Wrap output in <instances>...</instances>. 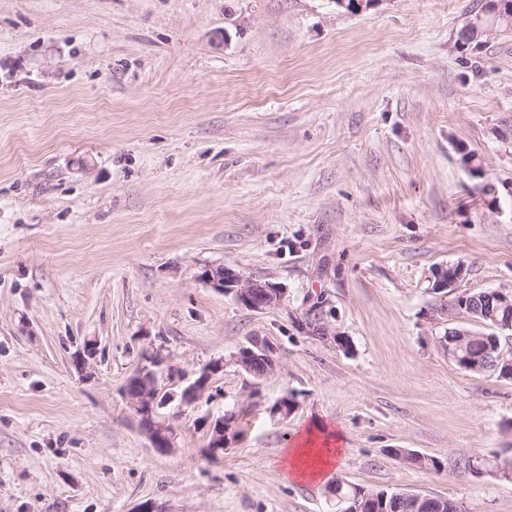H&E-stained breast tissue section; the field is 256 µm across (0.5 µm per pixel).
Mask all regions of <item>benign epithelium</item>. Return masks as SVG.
<instances>
[{
	"mask_svg": "<svg viewBox=\"0 0 512 512\" xmlns=\"http://www.w3.org/2000/svg\"><path fill=\"white\" fill-rule=\"evenodd\" d=\"M437 284L433 290L442 292L450 290L459 292L460 283L466 278V267L462 263L440 266L435 269ZM201 279L224 291L232 294L244 307L254 311H264L280 304L283 290L274 283L261 280H249L242 282L239 276L231 269L224 266L207 268L201 274ZM263 362L266 371L271 372L275 368V360L268 346L262 342H253L251 346L242 348L237 357L238 362L247 371H252L255 362ZM146 365L142 366L134 374L143 386L140 394L130 398V405L139 417L140 424L148 435L152 446L167 451L173 447V432L166 424L158 409L171 403L180 406L193 404L202 391L205 390L211 374L222 368L221 363H214L185 386L179 392H161L157 386V368L162 364V356L154 353L145 358ZM229 417L222 415L211 422L209 448L216 452L224 449L225 432L229 429Z\"/></svg>",
	"mask_w": 512,
	"mask_h": 512,
	"instance_id": "obj_1",
	"label": "benign epithelium"
}]
</instances>
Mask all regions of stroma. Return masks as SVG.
Wrapping results in <instances>:
<instances>
[{"label":"stroma","instance_id":"obj_1","mask_svg":"<svg viewBox=\"0 0 512 512\" xmlns=\"http://www.w3.org/2000/svg\"><path fill=\"white\" fill-rule=\"evenodd\" d=\"M470 4L0 0V512H336L337 480L512 512V381L449 360L477 324L432 289L512 293V35L461 47ZM152 352L165 390L223 364L166 452L126 394ZM310 435L336 466L283 477ZM201 279L227 294H233L244 307L254 311H264L280 304L283 290L274 283L249 280L245 283L231 269L224 266L207 268ZM250 345L251 347H244L239 351L236 361L250 373L256 361L265 363V373L273 371L276 365L269 347L260 341H251Z\"/></svg>","mask_w":512,"mask_h":512}]
</instances>
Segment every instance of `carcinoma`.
<instances>
[{"label": "carcinoma", "mask_w": 512, "mask_h": 512, "mask_svg": "<svg viewBox=\"0 0 512 512\" xmlns=\"http://www.w3.org/2000/svg\"><path fill=\"white\" fill-rule=\"evenodd\" d=\"M496 0H474L467 9L466 15L471 19L478 16L494 15ZM454 314L482 319L487 322L489 330L483 332L468 331V335H459L460 329L448 328L442 336L443 345L456 349L460 357L465 359L464 369L468 371L486 372L502 380H512V329H498L487 319L490 311L497 307L482 292L467 293L461 291L449 300ZM338 512H355L353 505L358 495L371 502L369 512H457L455 503L446 498L424 497L415 500L405 497L400 491L372 490L362 486H344L340 481L334 488Z\"/></svg>", "instance_id": "carcinoma-1"}]
</instances>
